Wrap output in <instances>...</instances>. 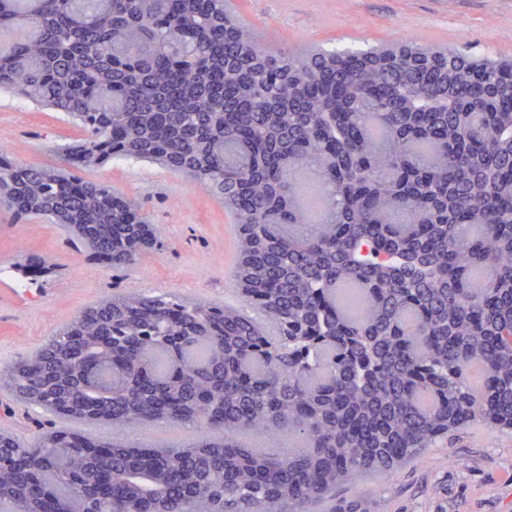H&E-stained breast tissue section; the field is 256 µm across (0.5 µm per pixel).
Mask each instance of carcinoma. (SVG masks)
<instances>
[{"instance_id": "1", "label": "carcinoma", "mask_w": 512, "mask_h": 512, "mask_svg": "<svg viewBox=\"0 0 512 512\" xmlns=\"http://www.w3.org/2000/svg\"><path fill=\"white\" fill-rule=\"evenodd\" d=\"M13 30L0 91L86 136L56 166L0 157V209L126 270L156 228L70 167L186 176L238 224L236 278L266 325L114 292L1 366L0 390L52 420L0 430V512H366L336 487L469 424L512 429V78L409 38L274 53L224 0H0ZM97 422L112 436L74 427ZM143 422L196 438H121ZM275 434L296 444H252Z\"/></svg>"}]
</instances>
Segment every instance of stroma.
I'll return each instance as SVG.
<instances>
[{
  "label": "stroma",
  "instance_id": "obj_1",
  "mask_svg": "<svg viewBox=\"0 0 512 512\" xmlns=\"http://www.w3.org/2000/svg\"><path fill=\"white\" fill-rule=\"evenodd\" d=\"M228 9L275 51L291 47L367 50L403 36L463 48L473 59L512 57V0H226ZM58 112L0 95V156L55 162V148L80 140ZM134 198L159 230L132 270L116 271L80 252L54 225L0 211V364L28 355L102 296L176 292L242 307L235 280L237 229L223 204L189 178L144 162L112 161L85 171ZM367 512H512V431L468 427L397 472L337 488Z\"/></svg>",
  "mask_w": 512,
  "mask_h": 512
}]
</instances>
